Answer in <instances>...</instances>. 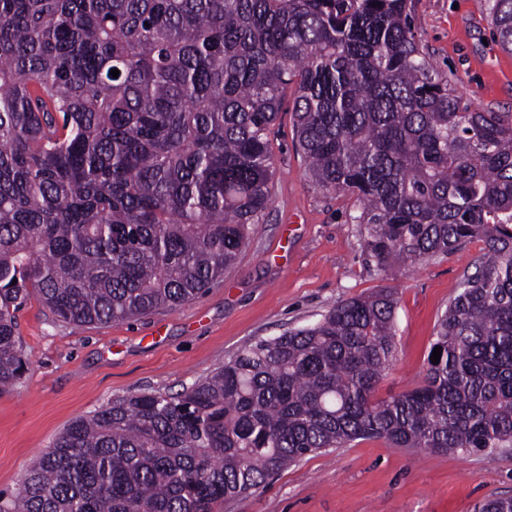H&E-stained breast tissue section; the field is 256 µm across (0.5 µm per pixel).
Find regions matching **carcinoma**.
<instances>
[{
	"label": "carcinoma",
	"instance_id": "obj_1",
	"mask_svg": "<svg viewBox=\"0 0 512 512\" xmlns=\"http://www.w3.org/2000/svg\"><path fill=\"white\" fill-rule=\"evenodd\" d=\"M512 52V0H489ZM412 0H0V392L27 370L16 312L110 323L224 276L272 203L271 135L292 90L312 181L353 200L368 261L484 252L412 389L396 292L339 302L176 394L79 417L0 512H219L303 456L512 448V113L476 109L411 27ZM119 70L113 77L110 70ZM477 512H512V497Z\"/></svg>",
	"mask_w": 512,
	"mask_h": 512
}]
</instances>
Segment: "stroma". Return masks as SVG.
<instances>
[{"label": "stroma", "mask_w": 512, "mask_h": 512, "mask_svg": "<svg viewBox=\"0 0 512 512\" xmlns=\"http://www.w3.org/2000/svg\"><path fill=\"white\" fill-rule=\"evenodd\" d=\"M412 24L438 69L477 108L512 112V53L497 42L487 0H415ZM279 123L272 204L223 279L202 295L108 324L60 322L34 298L18 312L28 370L0 393L1 493L17 488L74 419L118 397L180 391L244 347L387 285L397 288L396 359L376 395L415 385L437 320L482 242L386 278L366 259L361 229L349 221L351 200L309 178L290 112ZM510 496L512 452L462 457L366 439L306 456L225 502L224 512H474L484 499Z\"/></svg>", "instance_id": "stroma-1"}]
</instances>
